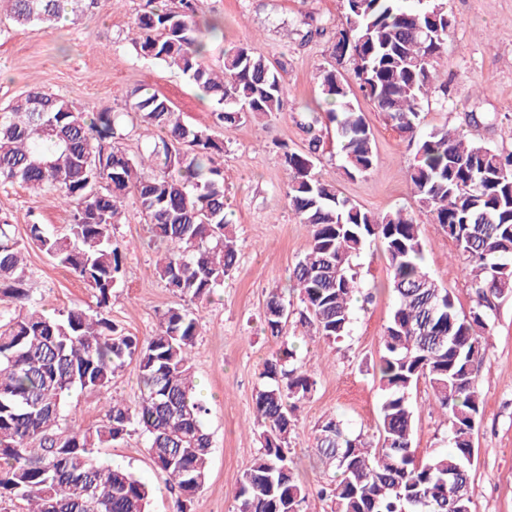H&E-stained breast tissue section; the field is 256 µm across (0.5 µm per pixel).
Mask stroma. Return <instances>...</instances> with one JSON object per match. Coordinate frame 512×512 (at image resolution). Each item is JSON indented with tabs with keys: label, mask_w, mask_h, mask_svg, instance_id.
<instances>
[{
	"label": "stroma",
	"mask_w": 512,
	"mask_h": 512,
	"mask_svg": "<svg viewBox=\"0 0 512 512\" xmlns=\"http://www.w3.org/2000/svg\"><path fill=\"white\" fill-rule=\"evenodd\" d=\"M146 0H98L78 17L18 27L0 9V107L21 93L42 88L87 112L125 109L127 94L146 85L170 98L184 120L212 123V102L181 72L141 58L132 40L137 13ZM200 18H218L224 36L210 45L205 63L219 68L222 51L244 45L266 58L288 88L283 112L266 121L248 122L224 137L218 159L224 169V194L239 249V262L212 301L192 308L200 325L193 365L198 391L206 401L205 426L212 437L209 478L193 498L189 512H234L236 481L259 454L254 432L253 394L264 361L278 343L262 331V314L271 288H280L291 306L299 300L289 276L303 255L309 235L289 211L288 173L279 144L303 151L311 135L323 140L316 163L320 177L335 182L342 195L375 212L404 209L414 214L426 243L428 273L454 296L466 315L476 305L471 279L457 257L455 243L422 211L408 180L415 148L392 128L373 102L355 92L353 102L371 129L377 165L355 178L343 170L332 124L313 77L332 63L330 29L345 21L344 0H203ZM448 50L434 62L436 82L446 94L422 104V131L448 126L498 149L512 150V0H448ZM323 22L326 35L302 42L307 29ZM126 221L115 236L125 251L120 283L112 292L111 316L123 332L146 338L160 316L180 305L154 275L156 247L133 198L124 202ZM0 217L9 220L18 243L25 244L32 221L60 226L70 218L50 194L18 184L0 185ZM27 271L33 296L48 309L88 307L90 292L70 272L53 266L27 247ZM357 284L366 299L357 303L348 336L326 343L309 328L289 319L286 332L297 360L314 371L317 386L295 412L289 452L311 493L302 512H331L319 486L332 482L333 467L314 447L318 423L334 417L352 434L375 440L383 397L374 365L395 295L380 242L370 240L354 261ZM135 363H127L107 389L74 391L64 413L85 427L102 416L118 397L135 403L140 390ZM483 413L475 431L477 449L471 472V512H512V296L499 300L490 349L476 375ZM416 415L413 446L418 457L451 447L448 420L426 384L410 394ZM101 461L133 471L151 489L150 512H176V496L165 474L154 466L142 436L134 434L99 449Z\"/></svg>",
	"instance_id": "1"
}]
</instances>
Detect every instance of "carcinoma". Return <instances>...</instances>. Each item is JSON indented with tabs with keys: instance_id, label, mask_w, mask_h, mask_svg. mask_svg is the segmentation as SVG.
<instances>
[{
	"instance_id": "carcinoma-1",
	"label": "carcinoma",
	"mask_w": 512,
	"mask_h": 512,
	"mask_svg": "<svg viewBox=\"0 0 512 512\" xmlns=\"http://www.w3.org/2000/svg\"><path fill=\"white\" fill-rule=\"evenodd\" d=\"M97 0H5L18 25L52 24ZM201 0L175 10L147 0L134 41L145 60L180 71L208 94L214 124L230 133L247 121L285 108L288 91L277 71L245 46L224 50L223 66L204 64L218 27L200 26ZM345 23L332 47L336 64L316 76L330 106L346 174L373 170L372 132L352 100L358 85L378 111L415 143L409 180L420 207L441 225L465 262L476 306L458 312L453 295L423 264L425 241L407 211L374 213L341 194L315 171L320 139L308 150H284L288 208L309 240L291 280L298 321L325 341L349 335L358 299L352 260L367 240L382 244L396 305L385 327L376 374L384 391L378 440L351 436L334 417L316 428V448L338 479L322 488L334 512H471L474 434L482 412L475 374L490 346L498 300L512 295V151L490 147L466 132L441 127L420 133L421 104L436 92L434 60L448 48L447 0H345ZM352 62L344 73L339 65ZM160 132L147 156L122 147L127 122ZM224 140L209 126L185 122L166 96L141 87L125 111H80L60 95L29 90L0 109V183L51 193L70 208L61 228L26 225L28 244L76 275L95 310L47 313L35 305L12 224L0 219V499L23 512H147L149 488L132 471L95 459V450L138 433L155 467L177 492V512L208 478L212 440L196 394L191 353L199 322L181 306L168 308L141 340L112 322V289L124 254L114 236L122 203L135 198L150 241L163 249L154 274L190 303L209 300L238 260L224 203V170L215 156ZM288 304L268 293L264 331L280 342L265 360L255 390L261 451L235 491L237 512H302L307 488L289 456L297 403L316 389L311 369L290 363L284 328ZM137 364L140 400L116 398L97 424L60 428L74 390L108 387L126 362ZM447 416L452 451L417 460L415 412L409 402L420 381Z\"/></svg>"
}]
</instances>
